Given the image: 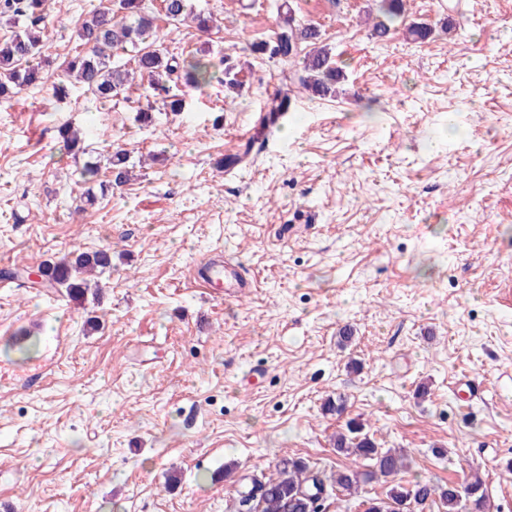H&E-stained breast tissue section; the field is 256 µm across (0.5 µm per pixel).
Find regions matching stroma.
Wrapping results in <instances>:
<instances>
[{"label": "stroma", "mask_w": 512, "mask_h": 512, "mask_svg": "<svg viewBox=\"0 0 512 512\" xmlns=\"http://www.w3.org/2000/svg\"><path fill=\"white\" fill-rule=\"evenodd\" d=\"M108 3L51 0L49 78ZM281 3L344 78L297 93L257 157L219 170L286 84L289 65L242 51ZM192 5L218 28L161 23L166 46L237 58L239 93L186 90L148 124L137 85L115 107L41 87L0 104V512H233L280 461L353 465L333 445L351 419L406 451L402 485L476 473L489 512H512V0H407L435 29L422 43L371 38L378 0ZM66 121L100 162L124 144L136 163L91 207L54 138ZM102 248L112 269L80 305L3 277ZM219 257L249 293L195 288ZM15 342L25 359L4 355Z\"/></svg>", "instance_id": "1"}]
</instances>
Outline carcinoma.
Here are the masks:
<instances>
[{
    "mask_svg": "<svg viewBox=\"0 0 512 512\" xmlns=\"http://www.w3.org/2000/svg\"><path fill=\"white\" fill-rule=\"evenodd\" d=\"M165 18L175 24L191 21L199 32L210 31L213 15L188 12L187 0H161ZM382 18L372 22V35L384 38L395 30V23L404 18L405 0H381ZM0 19L23 29L0 39V103L16 99L27 88L42 82V48L51 23L48 0H0ZM156 17L146 10L142 0H111L110 5L95 11L77 30L83 50L66 57L59 65L58 82L51 85L53 97L60 100L64 85L78 86L101 103L129 101L127 92L135 78H140L146 108L153 101H161L172 112L186 107L184 95L174 92L172 76L182 78L183 85L202 90L215 78L217 65L208 55L182 56L169 52L155 26ZM278 31L273 38L261 44H249L242 51L268 55L283 63L293 64L301 52L300 44L311 46L302 66L289 72L288 79L298 88L313 95L332 91L343 79L342 72L333 66L331 49L322 44L317 27L296 19L292 11L278 15ZM406 34L417 41L428 40L434 29L426 23L412 22ZM127 59L122 64L112 62L116 52ZM287 97L273 95L266 106L256 134L246 143L243 153L228 158L231 165L243 161L255 145L262 144L266 128L276 124L285 111ZM58 142L68 153L80 151L83 132L64 123L57 126ZM126 150H118L109 158L113 180L100 179L96 161H86L81 177L87 188L82 193L87 204L97 200L94 188L108 192L112 185L124 183L128 177ZM112 268V249L72 251L43 270L45 281L52 288H64L76 299L90 290L89 277ZM336 450L369 462V468L360 471L349 467L336 470L332 477L312 468L302 459H290L278 466V476L266 481L254 503L255 512H312L309 497L324 493L343 494L355 498L362 487L381 477H395L406 468V458L394 448H381L374 438L364 432L356 421L346 423V431L336 434ZM471 502V512H488L484 482L478 474L471 475L462 486H439L431 481L418 480L407 488L399 483L389 486L386 497L369 498L365 512H415L428 502H439L444 512H459L462 500Z\"/></svg>",
    "mask_w": 512,
    "mask_h": 512,
    "instance_id": "carcinoma-1",
    "label": "carcinoma"
}]
</instances>
